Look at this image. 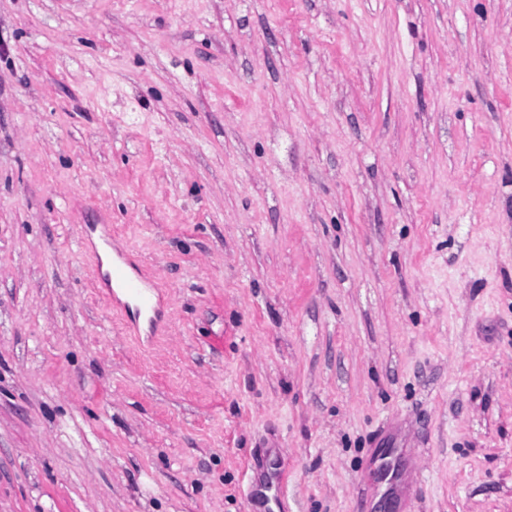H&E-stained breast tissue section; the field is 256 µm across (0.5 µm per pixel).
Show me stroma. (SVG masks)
I'll return each mask as SVG.
<instances>
[{
    "label": "stroma",
    "instance_id": "obj_1",
    "mask_svg": "<svg viewBox=\"0 0 512 512\" xmlns=\"http://www.w3.org/2000/svg\"><path fill=\"white\" fill-rule=\"evenodd\" d=\"M270 467L276 512H512V0H0V512ZM109 280L112 282L113 300L120 293L136 303L137 312L132 315L135 321L142 313L152 314L155 312L154 304L159 289L150 276L133 267L126 253L118 252L116 257L112 258ZM135 321L130 319L126 323V327L133 333H136L138 329Z\"/></svg>",
    "mask_w": 512,
    "mask_h": 512
}]
</instances>
